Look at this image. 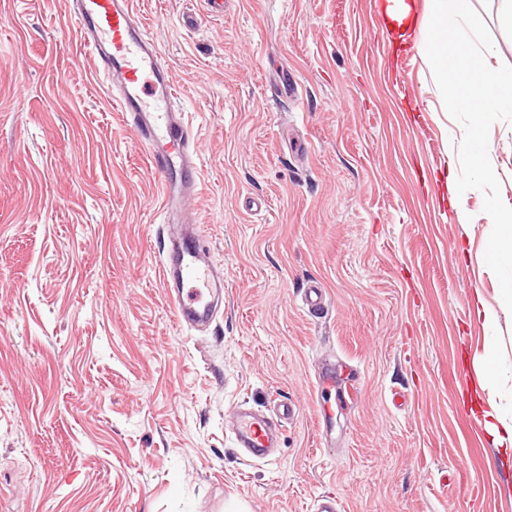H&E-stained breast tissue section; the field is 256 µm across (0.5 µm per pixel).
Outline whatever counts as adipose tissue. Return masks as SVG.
Returning a JSON list of instances; mask_svg holds the SVG:
<instances>
[{
    "mask_svg": "<svg viewBox=\"0 0 512 512\" xmlns=\"http://www.w3.org/2000/svg\"><path fill=\"white\" fill-rule=\"evenodd\" d=\"M485 261L500 278L496 307L486 306L483 298H476L479 319L487 326L498 325L501 317L512 318V205L498 196L485 197ZM474 369L480 388L486 398L481 410L482 422L497 448L505 458L512 460V388H507L506 377L512 375V366L505 364V346L495 342L474 359Z\"/></svg>",
    "mask_w": 512,
    "mask_h": 512,
    "instance_id": "ef3b65f1",
    "label": "adipose tissue"
}]
</instances>
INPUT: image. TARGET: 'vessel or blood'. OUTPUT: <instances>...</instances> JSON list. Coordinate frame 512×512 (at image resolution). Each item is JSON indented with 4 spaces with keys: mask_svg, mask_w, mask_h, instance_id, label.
<instances>
[{
    "mask_svg": "<svg viewBox=\"0 0 512 512\" xmlns=\"http://www.w3.org/2000/svg\"><path fill=\"white\" fill-rule=\"evenodd\" d=\"M72 16L97 72L107 82L113 109L124 114L162 186L163 210L178 205L173 183L183 186L185 196L200 194L197 148L177 104L174 77L153 39L136 21L132 0H73ZM202 252L194 235L160 260L163 280L176 283L170 302L182 325L201 327L212 319L207 295L216 273L204 262ZM236 436L253 457L270 456L273 433L266 421L237 412Z\"/></svg>",
    "mask_w": 512,
    "mask_h": 512,
    "instance_id": "obj_1",
    "label": "vessel or blood"
}]
</instances>
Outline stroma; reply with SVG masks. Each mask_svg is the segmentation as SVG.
<instances>
[{"label":"stroma","instance_id":"stroma-1","mask_svg":"<svg viewBox=\"0 0 512 512\" xmlns=\"http://www.w3.org/2000/svg\"><path fill=\"white\" fill-rule=\"evenodd\" d=\"M376 2L135 0L224 269L216 316L191 329L159 272L175 222L71 0H0V512H315L323 495L342 512H512V465L459 382L487 341L473 297L499 286L483 195L462 196L461 226L440 178L463 127L426 55L392 59ZM472 5L512 65L499 0ZM489 141L512 203V124ZM278 401L297 407L281 448L251 458L229 413L273 418Z\"/></svg>","mask_w":512,"mask_h":512}]
</instances>
